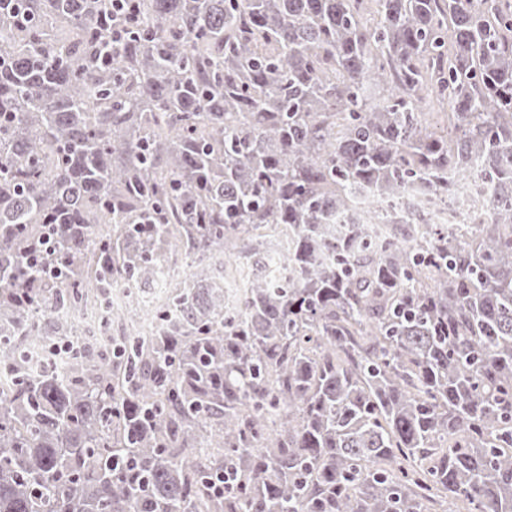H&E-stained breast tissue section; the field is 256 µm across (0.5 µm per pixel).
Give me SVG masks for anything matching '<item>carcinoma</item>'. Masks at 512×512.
<instances>
[{
  "label": "carcinoma",
  "mask_w": 512,
  "mask_h": 512,
  "mask_svg": "<svg viewBox=\"0 0 512 512\" xmlns=\"http://www.w3.org/2000/svg\"><path fill=\"white\" fill-rule=\"evenodd\" d=\"M0 0V324L189 276L0 386V512H512V0ZM448 102L459 134L423 123ZM485 166L492 222L336 233ZM58 225L60 271L31 246ZM281 225L285 253L259 230ZM243 257L239 309L205 259ZM290 268L285 280L271 269Z\"/></svg>",
  "instance_id": "1"
}]
</instances>
